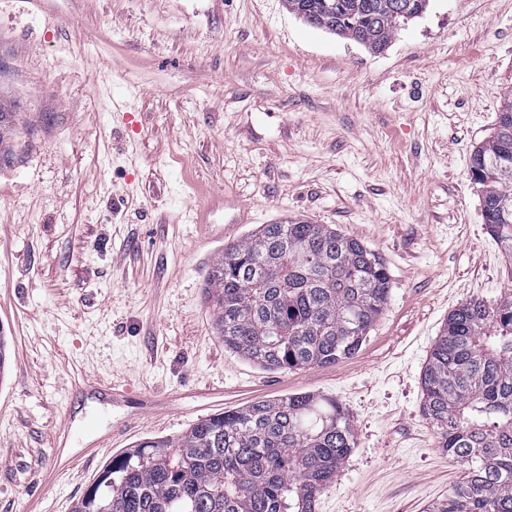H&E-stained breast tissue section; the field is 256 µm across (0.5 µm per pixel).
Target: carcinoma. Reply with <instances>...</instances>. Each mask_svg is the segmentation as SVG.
<instances>
[{"instance_id": "1", "label": "carcinoma", "mask_w": 512, "mask_h": 512, "mask_svg": "<svg viewBox=\"0 0 512 512\" xmlns=\"http://www.w3.org/2000/svg\"><path fill=\"white\" fill-rule=\"evenodd\" d=\"M428 0H285L307 24L385 49ZM0 98V164L15 135ZM484 224L512 259V94L470 159ZM391 275L377 253L329 224H264L224 246L207 280L224 347L269 370L356 354L384 312ZM422 412L464 480L430 512H512V290L454 309L422 375ZM356 447L335 398L262 400L147 438L112 458L73 512H315Z\"/></svg>"}]
</instances>
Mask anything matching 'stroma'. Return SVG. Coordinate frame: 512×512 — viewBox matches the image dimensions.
<instances>
[{
  "label": "stroma",
  "instance_id": "35a3bbf8",
  "mask_svg": "<svg viewBox=\"0 0 512 512\" xmlns=\"http://www.w3.org/2000/svg\"><path fill=\"white\" fill-rule=\"evenodd\" d=\"M511 93L512 0H429L378 53L284 0H0V95L19 105L0 167V512H72L141 440L299 393L336 398L357 441L315 512L447 497L464 468L421 378L452 310L512 289L468 176ZM212 190L247 209L218 213L223 241L192 222ZM295 218L375 250L390 299L354 356L270 371L225 348L205 285L226 243ZM86 377L125 401L79 402ZM58 454L72 466L44 482Z\"/></svg>",
  "mask_w": 512,
  "mask_h": 512
}]
</instances>
